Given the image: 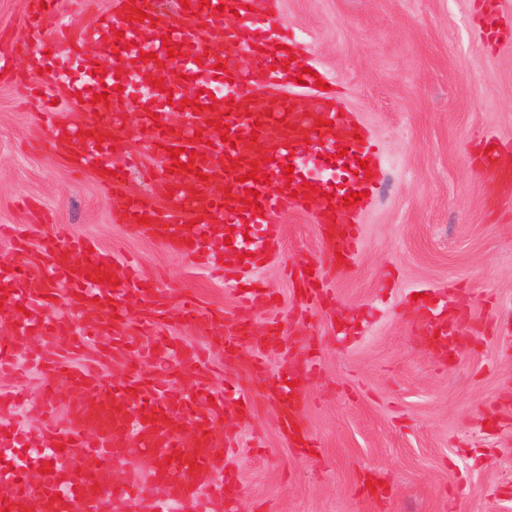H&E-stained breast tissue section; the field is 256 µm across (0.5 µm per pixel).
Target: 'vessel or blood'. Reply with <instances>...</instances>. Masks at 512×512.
<instances>
[{
  "label": "vessel or blood",
  "mask_w": 512,
  "mask_h": 512,
  "mask_svg": "<svg viewBox=\"0 0 512 512\" xmlns=\"http://www.w3.org/2000/svg\"><path fill=\"white\" fill-rule=\"evenodd\" d=\"M256 0H189L168 14L157 0H112L108 12L80 28L57 54L51 33L66 29L58 0H26L30 30L41 41L23 44L35 69L47 70L56 91L66 92L71 107L98 114L97 122L78 126L61 120L55 106L39 117L50 132L53 153L77 158L80 166L102 172L103 186L124 190L128 171L137 166L127 155L122 132L129 114H136L145 138L157 150L178 149L147 168L145 180L168 208L186 216L183 224L163 219L155 201L138 196L113 212V223L164 241L202 264L260 269L280 243L276 215L294 210L314 214L325 244L311 267L296 271L302 301L320 300L335 306L323 288L325 268L349 270L364 246L361 216L365 203L345 205L346 195L372 193L375 178L359 171V162L377 168L379 153L370 137L355 139V126L335 90L318 91L312 100L284 97V85L314 86L312 74L290 65L286 33L270 13L257 10ZM158 62L175 57L183 78L180 89L168 93L150 85L138 62L145 53ZM182 123H174L175 113ZM229 127L228 135L215 123ZM273 180V189L246 179L253 166ZM477 165L483 189L498 198L512 187V145L496 142L480 152ZM292 175H285V167ZM227 195H220L218 187ZM258 191L256 204L244 203L246 191ZM0 238L12 239L19 252L35 238L40 247L34 261L38 274L14 265L0 266V369L15 366L17 355L31 351L44 376L43 426L25 437L0 423V449L39 448L41 459L18 470L0 461V512H237V478L224 464V439L216 426L227 418L247 415L249 403L229 404L214 394L210 374L196 349L182 351V361L197 384L183 394L140 368L105 383L93 366H78L69 354L87 344L98 347L99 360L128 357L135 340L125 327L137 318L153 335L150 353L168 346L160 325L179 326L202 317L198 301L182 296L168 306L155 282L116 270L112 254L86 238H64L56 225L25 228L1 224ZM82 305L80 332L68 321L51 316L53 288ZM271 293L244 291L234 329L222 338L225 362L247 363L263 378L280 434L289 447H310L300 429L303 395L294 385L301 373H314L313 361H289L277 376L266 374L261 355L283 350L279 327L265 336L243 335L256 308L273 303ZM428 351L445 357L455 352L460 326L430 323ZM66 402L70 415L57 423L53 410ZM141 460L147 470L139 483L118 489L116 469ZM97 462L88 476V462ZM50 464L37 482L29 474Z\"/></svg>",
  "instance_id": "vessel-or-blood-1"
}]
</instances>
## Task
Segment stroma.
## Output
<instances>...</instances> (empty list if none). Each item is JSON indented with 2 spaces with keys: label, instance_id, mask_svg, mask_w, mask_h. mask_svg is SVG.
Instances as JSON below:
<instances>
[{
  "label": "stroma",
  "instance_id": "35a3bbf8",
  "mask_svg": "<svg viewBox=\"0 0 512 512\" xmlns=\"http://www.w3.org/2000/svg\"><path fill=\"white\" fill-rule=\"evenodd\" d=\"M258 2L303 61L344 88L382 164L361 221L366 246L330 278L336 313L302 305L287 275L323 254L310 214L276 216L281 246L258 272L277 300L255 311L251 335L276 322L298 354L317 356L302 384L313 451L286 445L249 367L225 364L223 350L209 347L206 317L171 330L175 351L206 348L216 391L251 392L250 415L222 427L240 512H512V196L488 204L473 160L482 140H512V0H496L495 42L485 35L483 0ZM37 112L19 84L0 80V225L32 223L28 205L37 203L68 233L111 250L116 267L155 277L169 305L190 293L206 315L232 320L228 279L113 224L127 194H154L139 170L123 193L104 188L96 172H73L52 155ZM422 290L421 310L414 296ZM426 312L467 315L454 359L436 362L420 346ZM343 317L355 325L346 335ZM175 351L150 369L192 390ZM41 381L33 367L19 380L0 376V392L18 387L27 398L0 415L34 429ZM369 474L384 482L385 498L367 496Z\"/></svg>",
  "mask_w": 512,
  "mask_h": 512
}]
</instances>
